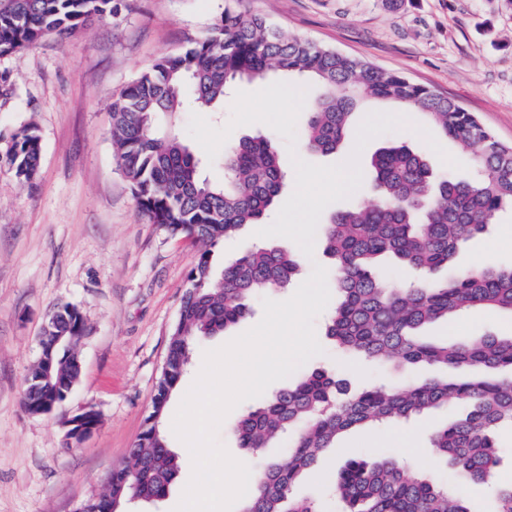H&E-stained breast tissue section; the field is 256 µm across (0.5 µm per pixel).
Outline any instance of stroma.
Returning a JSON list of instances; mask_svg holds the SVG:
<instances>
[{"label": "stroma", "mask_w": 512, "mask_h": 512, "mask_svg": "<svg viewBox=\"0 0 512 512\" xmlns=\"http://www.w3.org/2000/svg\"><path fill=\"white\" fill-rule=\"evenodd\" d=\"M225 0H112V12L68 35H49L19 55L0 56L10 85L0 95V155L22 126L41 138L39 173L24 187L0 165V512H74L105 489L106 476L123 464L142 430L161 375L172 325L196 248L150 223L137 208L112 152L110 107L120 92L164 55L185 51L224 11ZM239 10L270 20L286 37L301 38L398 72L458 102L507 144L512 143V9L501 0H240ZM491 251L512 263V213L502 212L490 232L470 241L456 258L471 265ZM76 304L88 321L78 347L80 379L63 408L29 414L22 404L25 379L39 354L38 338L57 302ZM261 299L224 334L201 343L170 398L165 425L191 384L204 351L255 326ZM326 315L315 320L322 355L305 370L343 369L351 385L369 381L392 388L428 376V368L370 364L347 369L325 336ZM429 335L476 339L512 335V317L474 308L433 325ZM248 399L224 419L218 438L235 459L258 470L285 460L284 444L253 454L240 448L233 427ZM93 406L95 432L66 447L64 417ZM439 409L407 423L345 434L306 472L294 493L321 512H344L332 493L341 467L378 449L406 461L469 501L476 512H494L490 491H476L429 447L430 433L457 417ZM170 447L181 469L158 505L129 504L128 512H174L192 474L191 457L175 434Z\"/></svg>", "instance_id": "obj_1"}]
</instances>
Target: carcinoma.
<instances>
[{
    "instance_id": "carcinoma-1",
    "label": "carcinoma",
    "mask_w": 512,
    "mask_h": 512,
    "mask_svg": "<svg viewBox=\"0 0 512 512\" xmlns=\"http://www.w3.org/2000/svg\"><path fill=\"white\" fill-rule=\"evenodd\" d=\"M112 13V0H0V55L20 54L50 34H70ZM273 73L311 79L302 148L332 155L367 102L405 107L471 153L474 175L435 174L423 151L389 140L370 158L377 202L331 213L323 251L332 260L339 302L326 335L343 352L370 363H423L441 375L391 389L368 382L348 390L344 379L323 370L304 373L244 413L234 426L239 445L254 453L288 440V457L257 474L241 512H321L293 496L301 474L336 438L357 427L397 424L448 404L467 407L464 417L430 434V447L464 478L483 484L500 463V429H512V336L433 341L421 329L472 307L512 316V265L488 262L458 268L459 249L488 233L500 212L512 209V145L499 141L453 99L405 76L303 39H287L263 16L231 6L184 52L158 59L112 103L115 163L131 186L140 211L172 236L197 245L178 319L167 345V369L152 411L126 462L112 470V510L124 512L134 497L163 500L177 477L179 457L163 423L169 400L196 346L245 318L260 291L288 287L299 264L286 248L258 245L216 272L214 248L244 224H258L288 178L275 143L243 137L224 148V182L200 174L190 146L165 119L181 111L189 93L201 109H217L242 81ZM41 142L32 124L21 128L0 156L18 182L30 185L40 166ZM390 257L408 276L406 287L389 284L380 259ZM448 269L444 282L434 278ZM71 341L51 350V379L44 395L63 400L58 381L72 375L75 348L85 335L80 310L59 304ZM345 512H475L435 480L421 478L393 458L354 459L335 485Z\"/></svg>"
}]
</instances>
